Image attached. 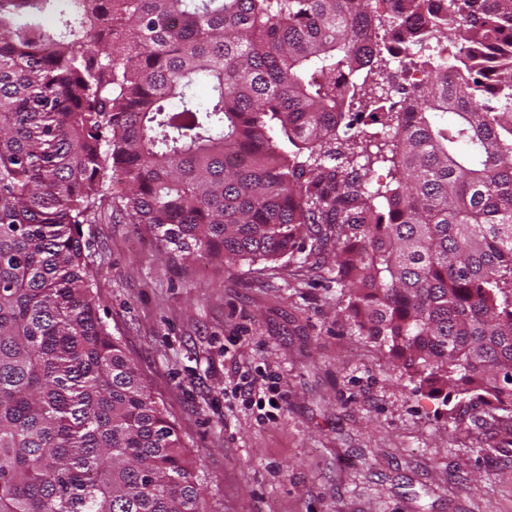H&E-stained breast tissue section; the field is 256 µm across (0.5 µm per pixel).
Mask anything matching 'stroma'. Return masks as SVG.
I'll return each mask as SVG.
<instances>
[{
    "label": "stroma",
    "instance_id": "stroma-1",
    "mask_svg": "<svg viewBox=\"0 0 512 512\" xmlns=\"http://www.w3.org/2000/svg\"><path fill=\"white\" fill-rule=\"evenodd\" d=\"M98 315L196 462L209 512H512V418L417 388L343 313L329 260L228 267L120 201L81 227ZM277 375L276 420L237 389Z\"/></svg>",
    "mask_w": 512,
    "mask_h": 512
}]
</instances>
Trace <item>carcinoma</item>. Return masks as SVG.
Masks as SVG:
<instances>
[{
	"label": "carcinoma",
	"instance_id": "carcinoma-1",
	"mask_svg": "<svg viewBox=\"0 0 512 512\" xmlns=\"http://www.w3.org/2000/svg\"><path fill=\"white\" fill-rule=\"evenodd\" d=\"M373 0H0V512H207L178 430L97 314L80 225L124 207L228 266L325 224L344 312L448 403L512 413V0H382L441 33L379 113ZM348 105L378 127L340 141ZM390 164L396 187L371 185Z\"/></svg>",
	"mask_w": 512,
	"mask_h": 512
}]
</instances>
